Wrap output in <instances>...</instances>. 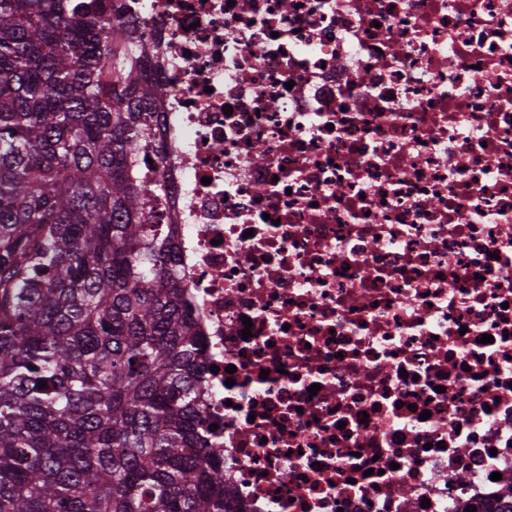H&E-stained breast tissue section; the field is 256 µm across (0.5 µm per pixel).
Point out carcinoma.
Here are the masks:
<instances>
[{"label": "carcinoma", "mask_w": 512, "mask_h": 512, "mask_svg": "<svg viewBox=\"0 0 512 512\" xmlns=\"http://www.w3.org/2000/svg\"><path fill=\"white\" fill-rule=\"evenodd\" d=\"M142 37L0 0V512H229Z\"/></svg>", "instance_id": "1"}]
</instances>
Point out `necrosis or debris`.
<instances>
[{"label": "necrosis or debris", "instance_id": "1", "mask_svg": "<svg viewBox=\"0 0 512 512\" xmlns=\"http://www.w3.org/2000/svg\"><path fill=\"white\" fill-rule=\"evenodd\" d=\"M110 13L144 22L165 88L142 170L169 189L151 221L177 230L233 512L512 488V0Z\"/></svg>", "mask_w": 512, "mask_h": 512}]
</instances>
